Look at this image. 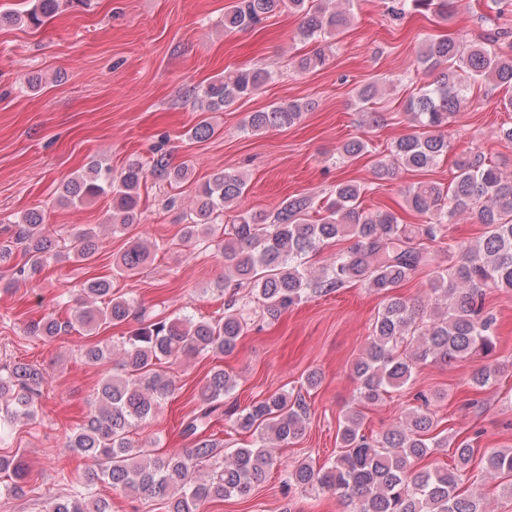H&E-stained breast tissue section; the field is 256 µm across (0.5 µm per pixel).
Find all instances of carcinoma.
I'll return each mask as SVG.
<instances>
[{"label": "carcinoma", "instance_id": "carcinoma-1", "mask_svg": "<svg viewBox=\"0 0 512 512\" xmlns=\"http://www.w3.org/2000/svg\"><path fill=\"white\" fill-rule=\"evenodd\" d=\"M60 0H36L24 14H0V25L39 26L59 8ZM331 0H237L224 13V28L255 25L286 6L301 15L304 40L316 47L296 61L300 70H320L327 64L330 46L326 37L346 28L351 20V0L329 8ZM450 0H392L388 13L401 17L409 11L450 14ZM507 31L483 30L464 51L453 37L422 40L418 61L436 74L420 88L406 112L414 131L398 138L390 153L375 162L373 175L391 181L401 169L423 171L433 167L448 152L446 128L449 119L467 101L470 85L482 80L512 88V56L497 51ZM272 79L265 67L227 71L199 94L201 108L216 112L259 91ZM308 105L290 101L250 113L244 130L261 134L287 129L303 118ZM342 158L356 160L371 152L370 142L351 138L338 148ZM452 184L416 182L403 191V210L427 218L418 227L404 223L390 210H366L360 199L369 187L357 181L336 185L334 197L316 206L313 198H286L272 213L241 206L247 182L244 175L219 170L198 191L185 225L184 241L215 233V214L235 209L230 227L224 228L222 254L230 262L224 287L233 293L224 304V315L213 319L188 316L140 321L123 345L122 373L106 377L97 389L86 422L65 435L63 447L77 452L87 462L82 482L64 496L46 503V512H111L110 503L93 494L100 483L135 499H160L167 512H200L212 501L249 498L266 482L277 460L269 451L275 443L291 444L306 431L309 404L302 391L316 388L315 372L308 373L299 390L274 392L237 413L234 425L256 436L248 447L224 456V465L207 468L218 455L219 443L206 434L211 418L224 414V398L235 388L234 377L213 369L201 386L197 406L183 423L182 433L192 447L152 456L133 438L143 422L153 415L172 392V381L159 365L202 353L231 354L246 326L245 311L252 301L262 303L274 317L313 293H327L351 282H360L384 298L372 323L368 342L353 366L362 402L376 404L388 389L405 385L414 370L427 362H448L488 353L495 346L496 317L484 312L489 290L512 291V178L503 175L495 162L477 151H464L456 160ZM152 173L179 184L189 176L188 164L173 166L167 155L153 157ZM146 179L144 164L133 160L119 178L112 169L91 166L87 175L62 185L61 198L75 203L103 194L112 195V232L128 230L138 217L141 187ZM476 216L484 226L474 246L459 245L458 264L433 270L432 284L441 306L432 312L409 304L398 288L434 262L430 244L443 239L447 225L458 216ZM39 210L26 212L16 224L11 243L0 244V260L22 248L23 256L36 268L55 251L53 241L42 232ZM353 244L336 254L330 265L317 270L310 254L340 240ZM99 251L92 231L70 239L68 253L91 262ZM151 252L141 241L130 242L116 268L135 272L150 261ZM131 300L119 293L108 277L86 280L76 322L86 332L101 324H121L130 316ZM73 322L52 315L37 322L30 333L53 339L71 332ZM110 354L108 345L85 348L87 363L96 364ZM497 366L486 363L471 374V383L485 388L496 381ZM44 378L37 369L21 363L0 364V426L28 418L42 396ZM434 420L411 408L399 425L370 439L363 433V414L350 410L339 428L340 448L327 466L302 461L288 476V486L303 493L317 489L342 499L349 512H487L479 490L462 487L474 460L483 471L501 480L512 495V448L479 451L468 440L453 443V463L447 467L422 461L448 447V437L433 434ZM11 478L14 494L24 493V468L20 455L0 457V474Z\"/></svg>", "mask_w": 512, "mask_h": 512}]
</instances>
